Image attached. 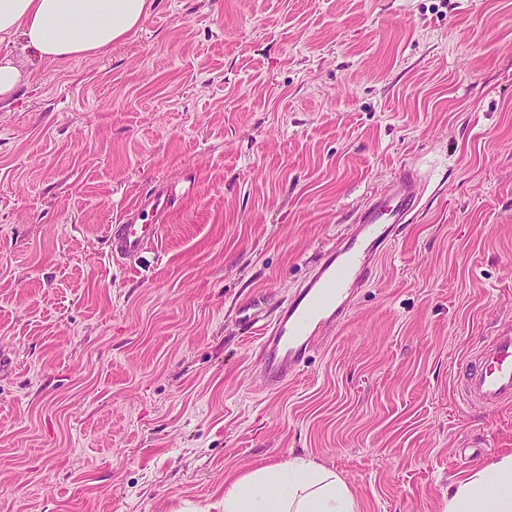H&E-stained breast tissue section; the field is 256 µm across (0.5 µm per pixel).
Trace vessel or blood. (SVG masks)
Listing matches in <instances>:
<instances>
[{
    "instance_id": "obj_1",
    "label": "vessel or blood",
    "mask_w": 512,
    "mask_h": 512,
    "mask_svg": "<svg viewBox=\"0 0 512 512\" xmlns=\"http://www.w3.org/2000/svg\"><path fill=\"white\" fill-rule=\"evenodd\" d=\"M422 194L414 169L400 172L373 196L354 225L325 249L293 297L280 306L275 321L263 327L259 343L260 372L274 387L295 375L326 330L349 316L356 288L374 277L373 258L384 253L398 231L411 220ZM170 190L152 189L108 228L114 261L134 260L160 236L172 206ZM455 389L460 404L496 409L512 405V332L487 337L477 352L457 366Z\"/></svg>"
}]
</instances>
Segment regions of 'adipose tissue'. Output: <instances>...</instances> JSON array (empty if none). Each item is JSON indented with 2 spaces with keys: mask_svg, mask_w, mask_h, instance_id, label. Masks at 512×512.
I'll return each instance as SVG.
<instances>
[{
  "mask_svg": "<svg viewBox=\"0 0 512 512\" xmlns=\"http://www.w3.org/2000/svg\"><path fill=\"white\" fill-rule=\"evenodd\" d=\"M151 0H0V44L42 63L93 58L137 31ZM222 512H358L344 481L313 461L254 469L224 484ZM445 512H512V454L471 469Z\"/></svg>",
  "mask_w": 512,
  "mask_h": 512,
  "instance_id": "ef3b65f1",
  "label": "adipose tissue"
}]
</instances>
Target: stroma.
Returning <instances> with one entry per match:
<instances>
[{"label":"stroma","instance_id":"stroma-1","mask_svg":"<svg viewBox=\"0 0 512 512\" xmlns=\"http://www.w3.org/2000/svg\"><path fill=\"white\" fill-rule=\"evenodd\" d=\"M0 101V512H214L304 455L359 512H443L512 453L455 364L512 328V0H152ZM425 187L274 390L259 336L401 168ZM178 199L135 261L109 225Z\"/></svg>","mask_w":512,"mask_h":512}]
</instances>
